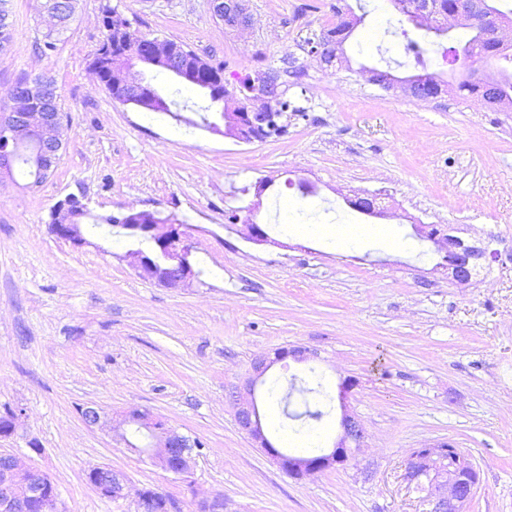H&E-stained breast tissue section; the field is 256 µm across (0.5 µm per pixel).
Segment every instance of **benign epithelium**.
Instances as JSON below:
<instances>
[{
	"label": "benign epithelium",
	"instance_id": "7a95c632",
	"mask_svg": "<svg viewBox=\"0 0 512 512\" xmlns=\"http://www.w3.org/2000/svg\"><path fill=\"white\" fill-rule=\"evenodd\" d=\"M212 16L224 26L246 30L250 26L245 0H209ZM163 66L178 76H183L185 62L167 40L150 39L143 51L133 54L112 69V90L128 104L149 108L158 99L149 77V68ZM268 112L220 113L224 128L211 122L209 128L238 142L251 143V128H258L267 119ZM67 127L64 115L58 109V95L53 79L37 76L17 86L12 97L10 111L0 114V183L13 178L16 163L15 148L23 141H30L38 150L29 157L36 170L33 184L46 179L55 168L67 148ZM54 234L81 247L87 240L78 225L64 220L53 225ZM132 228L149 237L161 252L163 261L142 250L131 249L125 258L138 274L169 288H182L197 278L192 265L193 246L183 225L167 218H159L147 224H134ZM437 250L444 253L452 279L459 285L471 281L469 261L459 253L448 249L445 236L433 238ZM311 352L304 348L288 349L285 353L269 357L257 356L250 363L249 375L244 384L235 385L228 391L229 402L234 410L238 430L258 447L262 448L279 466L288 468V475L299 472L313 476L332 466L349 464L366 446L367 431L361 420L348 411L340 419L341 433L332 447L313 455H284L272 447L265 435L256 399V385L271 366L288 358L297 361L308 359ZM81 421L89 428L109 427L120 439H125V427L135 423L148 432L146 448L151 459L175 475L186 477L191 470L193 445L190 439L167 425L137 409L121 417L107 421L101 410L94 405L78 409ZM475 467L469 457L452 448L446 442L425 444L414 449L405 464L404 479L415 483L419 477L427 482L425 501L428 512H464L473 497L477 481L472 477ZM87 482L102 497L125 499L129 493L127 476L109 465H99L87 473ZM38 503L48 512L58 509V496L52 481L39 469L25 465L12 452L0 451V512H29Z\"/></svg>",
	"mask_w": 512,
	"mask_h": 512
}]
</instances>
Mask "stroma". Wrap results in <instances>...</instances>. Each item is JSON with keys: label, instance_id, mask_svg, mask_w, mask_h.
Instances as JSON below:
<instances>
[{"label": "stroma", "instance_id": "1", "mask_svg": "<svg viewBox=\"0 0 512 512\" xmlns=\"http://www.w3.org/2000/svg\"><path fill=\"white\" fill-rule=\"evenodd\" d=\"M365 21L346 44L351 69L307 72L288 97L287 134L240 143L113 99L88 69L103 30L100 0H77L54 52L37 49L45 22L36 0H12L15 35L0 50V108L14 84L46 75L58 86L67 149L38 187L14 173L0 185V415L22 412L0 449L48 475L61 512H137L134 492L174 498L180 512H426L403 479L410 452L447 442L476 465L466 512H512V112L472 114L448 91L433 109L381 97L353 69L410 72L409 42L429 34L400 24L388 0H347ZM138 33L187 44L227 62L226 80L307 60L301 43L336 20V0H248L247 32L216 21L207 0H111ZM317 193L301 197L298 181ZM376 195L382 217L351 205ZM82 194L97 213L157 211L187 223L192 287L141 278L122 238L76 247L48 233L52 205ZM268 239H246L248 224ZM388 226L400 249L358 247L298 234L303 224ZM471 224L492 234L495 288H462L423 234ZM309 361L276 363L265 384L321 382L320 447L342 411L364 424L366 452L344 467L297 480L234 422L226 395L251 359L281 348ZM357 379L340 401L344 378ZM114 417L136 407L200 446L182 480L132 452L112 431L86 427L79 406ZM269 439L298 451L280 400L260 393ZM38 440L33 451L30 440ZM126 474L132 495L99 496L87 471Z\"/></svg>", "mask_w": 512, "mask_h": 512}]
</instances>
